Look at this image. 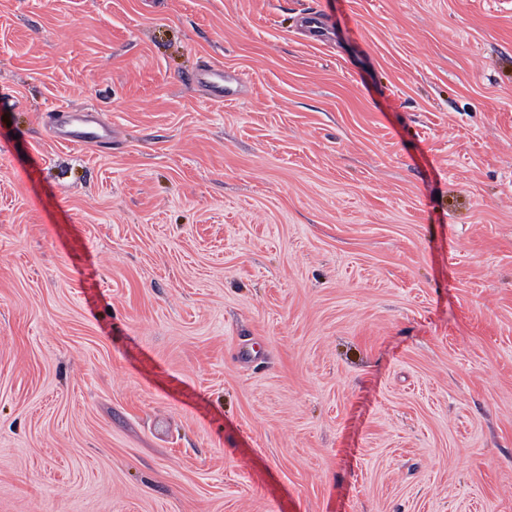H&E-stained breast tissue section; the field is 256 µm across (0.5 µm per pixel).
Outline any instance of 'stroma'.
Returning a JSON list of instances; mask_svg holds the SVG:
<instances>
[{
	"instance_id": "stroma-1",
	"label": "stroma",
	"mask_w": 512,
	"mask_h": 512,
	"mask_svg": "<svg viewBox=\"0 0 512 512\" xmlns=\"http://www.w3.org/2000/svg\"><path fill=\"white\" fill-rule=\"evenodd\" d=\"M0 512H512V0H0ZM196 83L204 87L207 93L219 97L242 96L245 87V80L241 75L211 67H204L199 70ZM74 115L76 119L69 129L55 135L60 141L74 145L87 143L105 144L109 142L110 136L106 129L93 126L92 121L83 119L84 113H74Z\"/></svg>"
}]
</instances>
